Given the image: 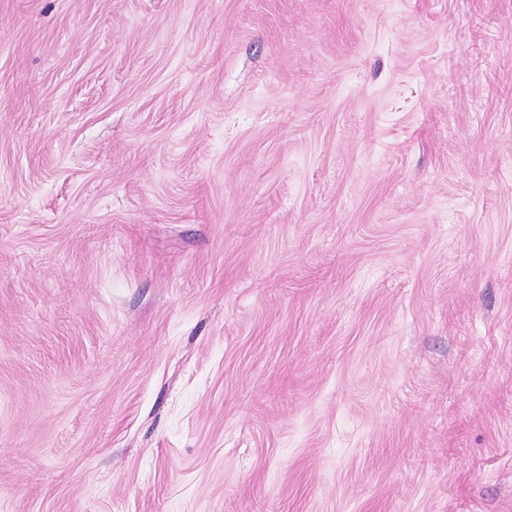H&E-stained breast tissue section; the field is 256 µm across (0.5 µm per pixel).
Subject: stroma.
<instances>
[{
  "label": "stroma",
  "mask_w": 512,
  "mask_h": 512,
  "mask_svg": "<svg viewBox=\"0 0 512 512\" xmlns=\"http://www.w3.org/2000/svg\"><path fill=\"white\" fill-rule=\"evenodd\" d=\"M0 512H512V0H0Z\"/></svg>",
  "instance_id": "stroma-1"
}]
</instances>
